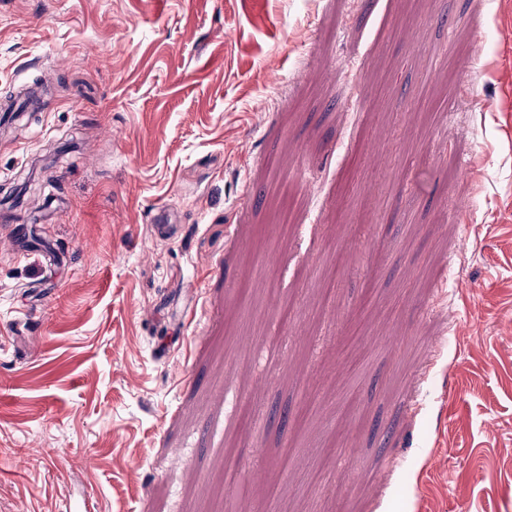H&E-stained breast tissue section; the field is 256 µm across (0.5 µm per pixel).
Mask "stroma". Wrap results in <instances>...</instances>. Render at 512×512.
Masks as SVG:
<instances>
[{
    "mask_svg": "<svg viewBox=\"0 0 512 512\" xmlns=\"http://www.w3.org/2000/svg\"><path fill=\"white\" fill-rule=\"evenodd\" d=\"M30 90L0 512H512V0H0Z\"/></svg>",
    "mask_w": 512,
    "mask_h": 512,
    "instance_id": "obj_1",
    "label": "stroma"
}]
</instances>
